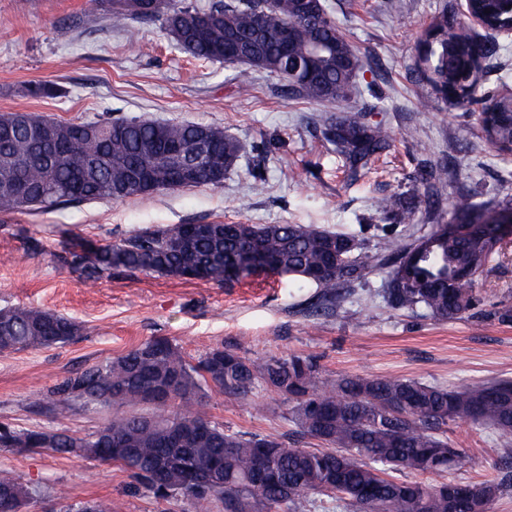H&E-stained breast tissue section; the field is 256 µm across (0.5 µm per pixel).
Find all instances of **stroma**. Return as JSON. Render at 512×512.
Instances as JSON below:
<instances>
[{"instance_id": "35a3bbf8", "label": "stroma", "mask_w": 512, "mask_h": 512, "mask_svg": "<svg viewBox=\"0 0 512 512\" xmlns=\"http://www.w3.org/2000/svg\"><path fill=\"white\" fill-rule=\"evenodd\" d=\"M328 2L364 62L350 100L334 110L367 109L368 120L392 135L390 150L355 180L313 124L322 106L290 96L266 73H254V90L242 97L234 69L181 53L161 22L144 24L132 42L95 0H0V114L196 122L223 128L243 146L219 187L0 213V308H44L83 328L67 344L0 356V422L96 431L111 408L73 404L49 411L36 398L70 372L154 336L180 344L193 363L218 345L250 358L310 356L330 380L391 375L458 389L512 379V323L494 315L512 307V238L474 284L481 315L447 322L390 307L387 273L377 267L335 311L316 313L310 307L315 285L287 276L216 285L116 269L91 283L63 263L64 242L72 237L104 244L145 228L215 223L313 224L355 234L374 261L387 235L414 242L449 220L454 203L468 199L491 208L512 196L505 180L512 156L491 149L477 114L441 100L422 76L426 28L441 14L461 19L464 0H400L397 11L391 0ZM475 34L500 48L482 63V89L512 92V37L481 28ZM35 82L53 85L56 96L30 97ZM440 158L448 161V178L434 187L437 208L411 224L381 218L377 202L410 190L414 171ZM205 410L234 432L279 437L295 430L288 406L262 386L238 400L212 396ZM447 435L471 457L452 479L483 480L512 457V436L492 429L457 421ZM2 470L39 483L40 495L23 512H66L97 499L111 501L112 512H198L185 499H156L113 463L0 448Z\"/></svg>"}]
</instances>
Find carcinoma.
Instances as JSON below:
<instances>
[{
  "instance_id": "cac0c4a2",
  "label": "carcinoma",
  "mask_w": 512,
  "mask_h": 512,
  "mask_svg": "<svg viewBox=\"0 0 512 512\" xmlns=\"http://www.w3.org/2000/svg\"><path fill=\"white\" fill-rule=\"evenodd\" d=\"M474 8L489 25L512 19L507 0H476ZM107 18L129 37L136 24L160 20L175 46L194 58L240 66L237 92L251 94L252 72L280 78L299 99L320 105L346 101L362 58L329 15L325 2L306 17L297 0H207L204 4L162 0L152 16L142 0H107ZM294 29L292 58L317 54L315 73L280 77L273 35ZM248 41L245 55L224 57V42ZM424 76L441 97L448 89L458 103L484 104L479 123L491 148L512 154V122L490 107L495 98L479 93L482 56L463 22L441 15L420 41ZM324 134L344 165L357 177L391 147L381 124L359 112L322 117ZM0 157L12 158L13 178L25 198L0 185V212L49 210L67 202L144 198L167 188V148L190 154L207 137L224 153V171L237 164L243 147L224 130L205 124L161 123L112 117L96 122L40 118L27 112L0 115ZM152 172L153 188L127 186L131 172ZM224 179L204 165L191 187H219ZM428 198L415 193L378 202L379 212L411 224ZM512 215V198L488 209L460 202L446 223L413 243L395 235L384 239L379 265L389 268L384 293L395 309H422L437 320L475 316L478 299L467 287L499 253L500 228L487 224ZM361 243L350 234L306 224H209L202 234L186 225L145 229L114 243L96 245L73 238L65 265L96 281L114 268L180 277L202 272L200 280L220 285L260 274H276L316 285L317 305L334 310L347 298L345 285L362 279L372 265L360 257ZM82 335L73 319L37 307L0 308V354L65 344ZM258 385L291 405L302 435L317 440L311 450L273 436L231 432L204 411L209 394L245 397ZM74 402L126 409L114 413L91 434L68 430L18 429L0 423V448L47 452L79 460L114 463L144 483L157 499L194 502L200 512H310L316 498L345 512H490V505L512 484V474L481 482L442 481L466 460L443 436L455 421L488 425L512 434V381L472 384L448 390L415 379L345 375L322 378L311 357L247 358L217 346L192 364L173 340L154 336L122 355L78 369L55 381L43 400L52 410ZM152 415L135 412L140 405ZM414 471L423 482L395 479L393 471ZM9 492L21 512L39 487L20 475L0 472V496Z\"/></svg>"
}]
</instances>
